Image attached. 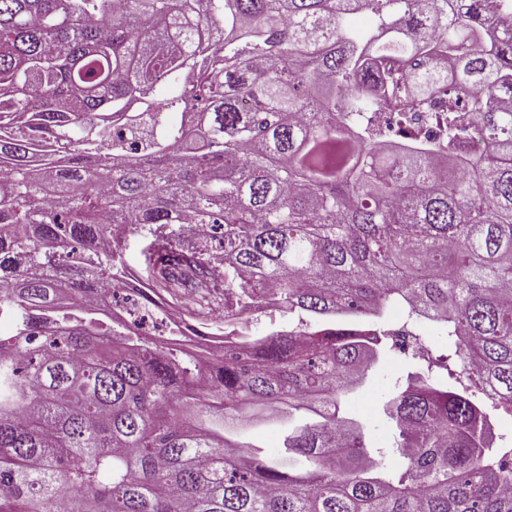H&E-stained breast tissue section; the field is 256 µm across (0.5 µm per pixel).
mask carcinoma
Wrapping results in <instances>:
<instances>
[{"label":"carcinoma","mask_w":512,"mask_h":512,"mask_svg":"<svg viewBox=\"0 0 512 512\" xmlns=\"http://www.w3.org/2000/svg\"><path fill=\"white\" fill-rule=\"evenodd\" d=\"M509 19L512 0H0V512H512L491 435L512 420ZM392 59L407 112L450 73L466 92L448 141L372 144L363 70ZM130 231L143 301L223 309L224 356L94 318ZM406 300L446 353L378 403L411 449L394 469L343 405L390 339L356 322ZM269 306L290 330L250 334L243 309ZM274 403L276 456L222 433Z\"/></svg>","instance_id":"carcinoma-1"}]
</instances>
